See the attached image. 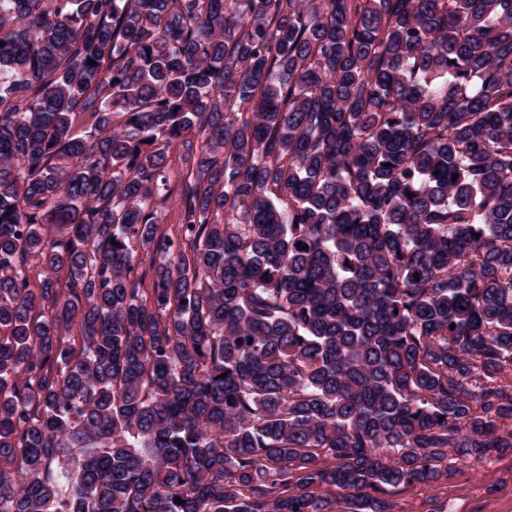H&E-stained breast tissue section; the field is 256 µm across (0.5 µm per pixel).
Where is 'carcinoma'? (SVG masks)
Returning <instances> with one entry per match:
<instances>
[{"instance_id":"1","label":"carcinoma","mask_w":512,"mask_h":512,"mask_svg":"<svg viewBox=\"0 0 512 512\" xmlns=\"http://www.w3.org/2000/svg\"><path fill=\"white\" fill-rule=\"evenodd\" d=\"M510 373L512 0H0V512H387Z\"/></svg>"}]
</instances>
